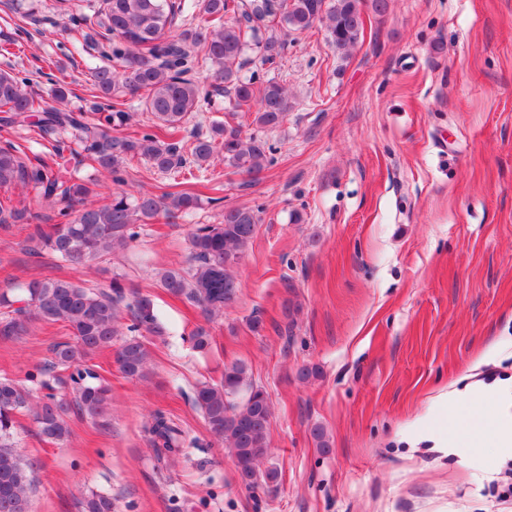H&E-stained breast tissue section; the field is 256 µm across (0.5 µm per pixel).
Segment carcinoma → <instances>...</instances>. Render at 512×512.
Listing matches in <instances>:
<instances>
[{"label": "carcinoma", "mask_w": 512, "mask_h": 512, "mask_svg": "<svg viewBox=\"0 0 512 512\" xmlns=\"http://www.w3.org/2000/svg\"><path fill=\"white\" fill-rule=\"evenodd\" d=\"M210 16L208 27L174 34L184 10L182 0H104L101 25L112 34V66L92 73L95 85L108 99L139 96L159 124L176 131L189 115L200 111L212 92L224 91L225 110L237 112L256 106L254 122L273 129L282 122L290 102L284 86L275 80L256 85L240 75L247 50L262 65L281 57L284 42L272 29L280 25L303 32L324 25L336 52L345 57L358 45L364 32V7L384 15L389 0H202ZM216 66L211 87L205 89L197 74ZM25 81L0 71V124L32 127L45 142L35 153L21 142L0 145V188L22 186L59 208L51 233L30 223L22 203L0 201V224H26L25 242L32 254L47 251L71 265L84 266L116 250H124L139 237V222L163 216L174 219L197 209L198 196L179 192L167 198L148 194L130 203L122 192H113L103 205L89 202L97 180L85 181L61 171L64 155L80 156L95 170L105 171L115 185L125 182L124 162L140 156L158 170L175 173L187 164V156L199 163L210 161L217 151L224 164L254 179L275 163L274 148L265 139L242 135L238 126L215 122L211 134L194 138L189 149L183 141L162 143L156 135L121 133L132 113L98 109L88 122L81 111L38 102L25 92ZM261 222L260 210H224L219 224H196L189 235V268L161 273L160 286L171 296L198 307L206 320L224 315L235 300L239 283L235 268ZM18 297L0 293V305L19 304L0 319V336H21L34 322L63 323L72 340L55 343L48 361L29 375L33 389L20 381L0 379V512H30L32 465L17 451L13 440L15 417L32 415L39 433L55 443L69 439L70 406L55 393V372H68L78 412L97 422L106 417L111 399L109 385L88 364L96 352L112 347L122 337L115 362L128 378L145 377L149 352L142 332L164 334L154 302L138 295L126 302L124 286L116 278L98 288H88L70 278L33 279L13 286ZM127 324H121L122 315ZM194 405L202 412L209 432L232 456L239 481L257 489L276 481L273 467L261 469L269 453L271 404L263 387L250 379L249 368L236 360L224 365L221 379L195 388ZM156 454L180 455L197 440L158 411L145 426ZM78 512H113L112 498L90 493L78 503Z\"/></svg>", "instance_id": "obj_1"}]
</instances>
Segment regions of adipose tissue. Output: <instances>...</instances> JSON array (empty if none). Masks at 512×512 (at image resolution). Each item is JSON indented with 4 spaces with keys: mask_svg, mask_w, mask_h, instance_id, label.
Segmentation results:
<instances>
[{
    "mask_svg": "<svg viewBox=\"0 0 512 512\" xmlns=\"http://www.w3.org/2000/svg\"><path fill=\"white\" fill-rule=\"evenodd\" d=\"M489 399L500 405L494 415L478 419L465 427L452 421L446 422L437 430L424 435V442L444 451L479 447L482 439L487 436L512 443V378L499 381L492 387Z\"/></svg>",
    "mask_w": 512,
    "mask_h": 512,
    "instance_id": "adipose-tissue-1",
    "label": "adipose tissue"
}]
</instances>
